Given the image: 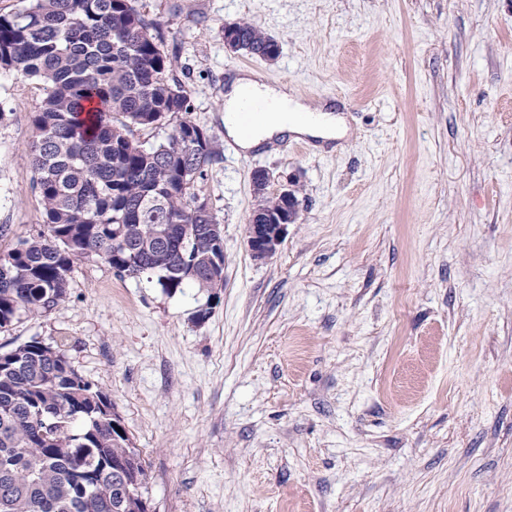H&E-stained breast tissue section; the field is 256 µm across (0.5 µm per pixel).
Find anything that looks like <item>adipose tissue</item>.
Instances as JSON below:
<instances>
[{"mask_svg":"<svg viewBox=\"0 0 512 512\" xmlns=\"http://www.w3.org/2000/svg\"><path fill=\"white\" fill-rule=\"evenodd\" d=\"M247 100L262 102L267 117L246 131L239 124L238 113ZM224 130L227 138L246 154L285 135L328 143L345 137L348 127L344 117L327 106L307 104L288 86H271L258 74L244 72L224 95Z\"/></svg>","mask_w":512,"mask_h":512,"instance_id":"adipose-tissue-1","label":"adipose tissue"}]
</instances>
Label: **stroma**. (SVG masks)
Instances as JSON below:
<instances>
[{
	"label": "stroma",
	"mask_w": 512,
	"mask_h": 512,
	"mask_svg": "<svg viewBox=\"0 0 512 512\" xmlns=\"http://www.w3.org/2000/svg\"><path fill=\"white\" fill-rule=\"evenodd\" d=\"M137 6L175 38L218 151L197 189L224 288L170 295L82 259L66 301L0 348L67 337L142 453L153 512H512V0ZM235 21L279 57L225 50ZM243 71L331 103L348 135L239 153L224 93ZM43 97L0 70L2 255L46 228L28 158ZM258 168L300 189L268 260L246 238Z\"/></svg>",
	"instance_id": "1"
}]
</instances>
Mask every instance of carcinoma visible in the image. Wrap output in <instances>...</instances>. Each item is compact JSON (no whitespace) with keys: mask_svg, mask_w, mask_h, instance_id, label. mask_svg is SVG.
Instances as JSON below:
<instances>
[{"mask_svg":"<svg viewBox=\"0 0 512 512\" xmlns=\"http://www.w3.org/2000/svg\"><path fill=\"white\" fill-rule=\"evenodd\" d=\"M24 2L0 13V70L44 91L29 156L47 230L0 255V330L64 303L81 258L131 278L154 270L169 294L211 293L203 256L224 254V237L213 212L193 206L216 152L190 118L165 33L136 0ZM234 34L240 53L279 54L249 22ZM169 116L178 123L163 141L146 148L129 137ZM120 427L65 338L0 351V512H146V462Z\"/></svg>","mask_w":512,"mask_h":512,"instance_id":"1","label":"carcinoma"}]
</instances>
